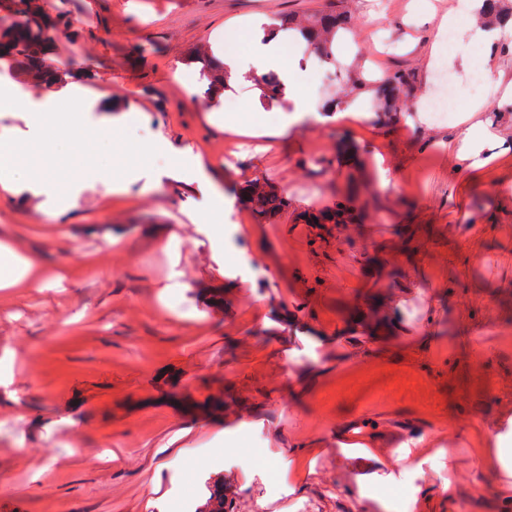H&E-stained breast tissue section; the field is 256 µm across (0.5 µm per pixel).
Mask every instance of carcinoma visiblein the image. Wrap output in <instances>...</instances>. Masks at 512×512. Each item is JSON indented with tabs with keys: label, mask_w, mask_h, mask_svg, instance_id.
Masks as SVG:
<instances>
[{
	"label": "carcinoma",
	"mask_w": 512,
	"mask_h": 512,
	"mask_svg": "<svg viewBox=\"0 0 512 512\" xmlns=\"http://www.w3.org/2000/svg\"><path fill=\"white\" fill-rule=\"evenodd\" d=\"M12 19L0 17V58L13 62L14 74L28 85H47L56 79L54 71L44 60L46 44L51 40L45 15L35 0H7L4 4ZM347 24V17L335 10L312 17L305 25H293L285 19L280 28L306 42L317 56L330 64H336V36ZM231 74L224 70V63L210 57L200 70V80L207 85L210 95L217 96L229 86ZM411 84L409 73L397 70L385 73L374 81H364V85L374 91L380 103V111L387 120L398 118L400 109L397 103L401 93ZM286 86L279 80L262 79L263 97L278 100ZM244 195L251 204L257 218L270 220L288 207V198L283 192L265 181L256 179L246 185Z\"/></svg>",
	"instance_id": "1"
}]
</instances>
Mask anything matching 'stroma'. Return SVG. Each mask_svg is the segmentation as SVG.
Listing matches in <instances>:
<instances>
[{
	"label": "stroma",
	"instance_id": "1",
	"mask_svg": "<svg viewBox=\"0 0 512 512\" xmlns=\"http://www.w3.org/2000/svg\"><path fill=\"white\" fill-rule=\"evenodd\" d=\"M38 2L60 79L41 110L0 102L23 146L0 242L40 260L0 289V358L17 354L0 512H206L216 487L230 512H512V474L484 470L512 448V152L495 138L512 48L480 99L491 161L455 171L458 118L388 124L368 93L362 118L274 131L362 68L407 71L404 98H428L459 0ZM333 7L353 19L338 81L313 83L302 50L283 58L300 97L208 98L200 52L234 35L248 57L261 25ZM255 179L288 195L272 220L240 197ZM340 204L354 224L302 221Z\"/></svg>",
	"mask_w": 512,
	"mask_h": 512
}]
</instances>
